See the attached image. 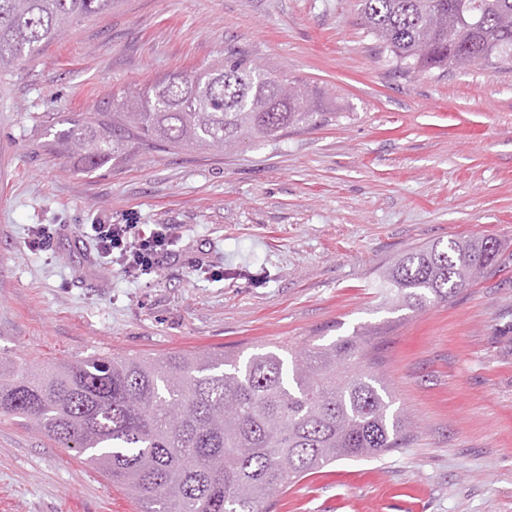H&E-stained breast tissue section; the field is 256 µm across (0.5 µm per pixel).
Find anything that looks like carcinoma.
<instances>
[{
    "instance_id": "obj_1",
    "label": "carcinoma",
    "mask_w": 512,
    "mask_h": 512,
    "mask_svg": "<svg viewBox=\"0 0 512 512\" xmlns=\"http://www.w3.org/2000/svg\"><path fill=\"white\" fill-rule=\"evenodd\" d=\"M115 0H0V70ZM367 32L404 69L512 67V0H360ZM459 38L448 41V31ZM311 97L252 63L175 71L112 111L71 115L58 137L91 172L125 135L167 148L229 149L312 123ZM502 243L437 241L382 273L385 297L414 312L448 301L497 266ZM366 341L318 351L91 356L44 368L0 363V413L35 425L135 500L139 512H267L307 475L403 448L416 424L362 365Z\"/></svg>"
}]
</instances>
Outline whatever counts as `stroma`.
<instances>
[{"mask_svg": "<svg viewBox=\"0 0 512 512\" xmlns=\"http://www.w3.org/2000/svg\"><path fill=\"white\" fill-rule=\"evenodd\" d=\"M242 58L308 88L315 123L231 151L129 141L86 171L55 132L114 91ZM50 225L48 249L29 246ZM90 224L169 225L148 276ZM492 236L495 272L422 312L379 294L398 254ZM360 335L413 441L343 459L271 512H512V70L405 71L358 0H119L0 72V358L316 349ZM133 502L32 425L0 414V512Z\"/></svg>", "mask_w": 512, "mask_h": 512, "instance_id": "1", "label": "stroma"}]
</instances>
